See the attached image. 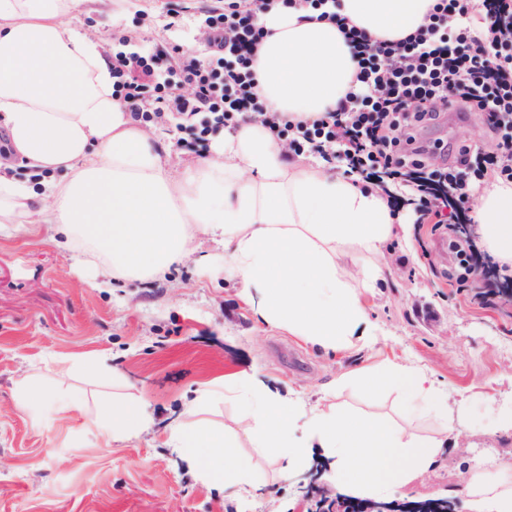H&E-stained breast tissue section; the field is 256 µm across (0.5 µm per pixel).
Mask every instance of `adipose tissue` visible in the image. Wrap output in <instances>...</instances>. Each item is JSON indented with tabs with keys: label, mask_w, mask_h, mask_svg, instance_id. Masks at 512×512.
<instances>
[{
	"label": "adipose tissue",
	"mask_w": 512,
	"mask_h": 512,
	"mask_svg": "<svg viewBox=\"0 0 512 512\" xmlns=\"http://www.w3.org/2000/svg\"><path fill=\"white\" fill-rule=\"evenodd\" d=\"M89 3L0 0V125L9 147L0 159V227L47 225L60 246L137 279L189 257L198 234L218 235L224 257L201 256L200 272L235 280L259 322L325 351L376 344L363 291L381 277L390 243L409 233L382 193L287 162L257 122L217 138L210 158L172 173L113 95L101 39L71 23ZM432 4L337 0L336 11L367 36L395 41L414 33ZM260 19L265 38L254 66L266 102L300 120L335 107L356 69L336 23L282 0H270ZM476 214L484 249L512 266V183L489 180ZM353 378L368 399L397 393L407 413L424 405L441 418L439 434L338 404L308 411L243 372L224 385L248 420L243 432L201 418L212 395L205 389L187 404V423L171 427L170 441L215 489L252 485L256 463L240 444L244 434L272 463L302 468L320 457L337 488L386 498L441 455L455 430L448 390L425 370L388 359ZM20 401L34 413L80 412L116 438L149 424L141 401L90 408L35 380L23 384ZM463 493L469 512H512V473L473 470Z\"/></svg>",
	"instance_id": "adipose-tissue-1"
}]
</instances>
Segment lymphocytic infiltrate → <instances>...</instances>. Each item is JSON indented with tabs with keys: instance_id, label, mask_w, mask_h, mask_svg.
<instances>
[{
	"instance_id": "obj_1",
	"label": "lymphocytic infiltrate",
	"mask_w": 512,
	"mask_h": 512,
	"mask_svg": "<svg viewBox=\"0 0 512 512\" xmlns=\"http://www.w3.org/2000/svg\"><path fill=\"white\" fill-rule=\"evenodd\" d=\"M268 0H207L206 54L173 46L142 55L117 53L112 88L135 120L168 114L200 116L180 147H205L221 129L261 118L290 153L344 159L354 181L408 177L425 215L446 225L450 248L463 269L457 283L482 276L473 298L493 306L512 301V279L498 260L475 253L472 188L486 176L512 182V0H434L425 24L397 41L370 43L345 17L336 24L357 63L354 84L341 104L311 122L271 110L252 70L265 36L259 14ZM182 85L193 92L179 93ZM478 112L495 145L461 144L452 164L434 168L414 128L431 124L448 101Z\"/></svg>"
}]
</instances>
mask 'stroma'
<instances>
[{
    "label": "stroma",
    "mask_w": 512,
    "mask_h": 512,
    "mask_svg": "<svg viewBox=\"0 0 512 512\" xmlns=\"http://www.w3.org/2000/svg\"><path fill=\"white\" fill-rule=\"evenodd\" d=\"M170 3L105 0L73 23L135 51L202 49L197 0H187L188 11L174 24ZM148 132L164 146L173 172L197 162V154L177 146L175 121L149 125ZM415 136L432 146L429 161L436 166L452 160L458 143H493L473 113L464 121L446 113ZM402 213L410 241L391 244L384 279L364 295L380 339L373 348L338 353L258 322L237 284L201 275L195 257L151 279L92 288L91 266L77 264L42 226L1 232L0 512H315L337 494L322 464L279 475L260 457L250 493L217 490L178 459L169 428L198 389L239 372L258 373L309 409L335 389L338 403L397 420L395 396L371 401L356 386H336L343 375L385 359L412 362L447 387L459 429L439 462L390 502L446 492L459 501L458 512H467L469 471L512 467V428L500 425L512 409V304L474 303L472 289L448 277L453 256L440 249L447 229L422 223L414 207ZM71 357L82 366L59 378L57 368ZM30 375L90 403L142 400L151 423L137 436L112 441L76 412L35 417L19 401Z\"/></svg>",
    "instance_id": "1"
}]
</instances>
